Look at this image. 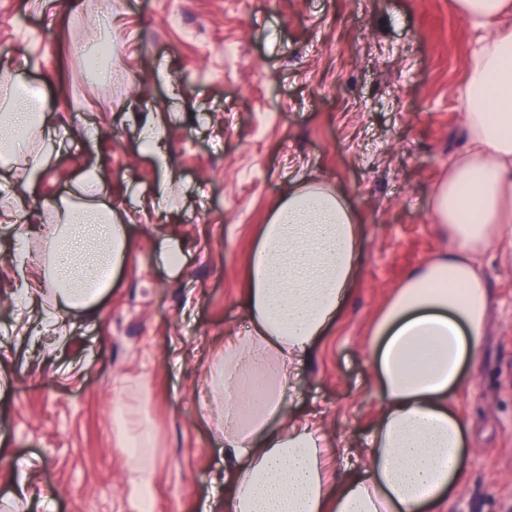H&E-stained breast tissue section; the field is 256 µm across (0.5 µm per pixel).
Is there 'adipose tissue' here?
<instances>
[{
    "label": "adipose tissue",
    "mask_w": 512,
    "mask_h": 512,
    "mask_svg": "<svg viewBox=\"0 0 512 512\" xmlns=\"http://www.w3.org/2000/svg\"><path fill=\"white\" fill-rule=\"evenodd\" d=\"M478 39L460 97L469 143L433 196L447 255L412 270L378 318L370 356L381 417L359 451L358 474L338 470L321 419L295 415L289 394L349 297L362 263L358 217L345 195L294 182L260 228L244 277L246 325L210 361L206 416L224 421L229 512H445L467 478L466 428L453 392L475 362L489 307L475 256L512 233V0H456ZM0 168L25 163L35 184L49 160L29 156L17 128L52 135L46 113L15 84L0 89ZM105 184L85 172L53 202L40 266L25 295L56 319L93 312L115 287L129 249L124 225L101 203ZM119 428L131 448L129 484L146 508L153 468L147 422Z\"/></svg>",
    "instance_id": "obj_1"
}]
</instances>
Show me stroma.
Listing matches in <instances>:
<instances>
[{
	"mask_svg": "<svg viewBox=\"0 0 512 512\" xmlns=\"http://www.w3.org/2000/svg\"><path fill=\"white\" fill-rule=\"evenodd\" d=\"M477 39L454 0H0V71L37 90L57 125L32 190L0 170V512H136L113 424L152 427L154 512H225L224 432L199 392L225 332L246 324L249 253L290 179L343 188L362 216L354 289L290 406L355 452L380 417L373 322L407 273L447 252L431 198L467 132L458 108ZM122 46L110 74L89 67ZM165 127L168 168L141 150ZM97 169L129 254L94 316L57 323L19 291L20 245L44 203ZM178 200L148 201L163 173ZM180 251L165 264L162 247ZM490 309L477 364L455 393L466 482L447 512H512V248L481 258Z\"/></svg>",
	"mask_w": 512,
	"mask_h": 512,
	"instance_id": "stroma-1",
	"label": "stroma"
}]
</instances>
